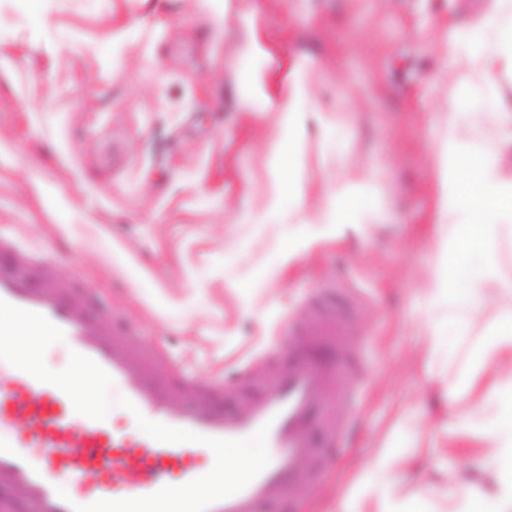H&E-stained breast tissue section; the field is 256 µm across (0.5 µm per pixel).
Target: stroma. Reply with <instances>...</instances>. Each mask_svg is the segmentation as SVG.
Listing matches in <instances>:
<instances>
[{
    "label": "stroma",
    "mask_w": 512,
    "mask_h": 512,
    "mask_svg": "<svg viewBox=\"0 0 512 512\" xmlns=\"http://www.w3.org/2000/svg\"><path fill=\"white\" fill-rule=\"evenodd\" d=\"M493 0H0V225L82 274L199 383H232L283 317L339 283L359 306V409L330 406L340 456L297 512H377L356 492L375 448L407 459L398 494L448 512L480 461L448 415L483 381L445 318L438 210L448 115L512 106L464 90V37ZM304 70L298 196L275 145ZM364 199L341 225L327 199Z\"/></svg>",
    "instance_id": "stroma-1"
}]
</instances>
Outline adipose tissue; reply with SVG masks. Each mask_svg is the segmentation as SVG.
Segmentation results:
<instances>
[{
    "instance_id": "1",
    "label": "adipose tissue",
    "mask_w": 512,
    "mask_h": 512,
    "mask_svg": "<svg viewBox=\"0 0 512 512\" xmlns=\"http://www.w3.org/2000/svg\"><path fill=\"white\" fill-rule=\"evenodd\" d=\"M462 67L483 77L485 94H492L491 74L512 70V0H495L494 9L466 35ZM460 113L448 116V155L440 182L438 208L448 220V275L435 288L431 303L454 307L464 297L468 313L435 320L426 343L437 349L448 334L468 336L470 316L484 311L505 289L492 254L493 243L512 238V178L503 174V160L512 152V109L492 115V126L470 150L457 143ZM34 363L43 359L45 341L9 315L0 314V341ZM473 366L489 379L481 404L463 429L483 446L479 473L469 480L467 496L453 512H512V310L500 312L484 329L469 353ZM398 453L393 446L370 457L359 492L373 497L378 512H424L418 502L399 498L384 474L392 471Z\"/></svg>"
}]
</instances>
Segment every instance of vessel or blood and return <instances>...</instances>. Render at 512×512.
Returning a JSON list of instances; mask_svg holds the SVG:
<instances>
[{"instance_id":"b4317fda","label":"vessel or blood","mask_w":512,"mask_h":512,"mask_svg":"<svg viewBox=\"0 0 512 512\" xmlns=\"http://www.w3.org/2000/svg\"><path fill=\"white\" fill-rule=\"evenodd\" d=\"M0 313L41 338L68 342L89 383L121 392L118 410L77 397L0 344V512H263L300 501L316 484L298 468L326 465L340 446L327 403L356 401L363 379L348 361L357 310L323 293L309 301L287 361L242 412L224 407L223 384L199 385L139 343L137 323L83 280L61 279L18 239L0 233ZM257 451L228 469L227 449Z\"/></svg>"}]
</instances>
